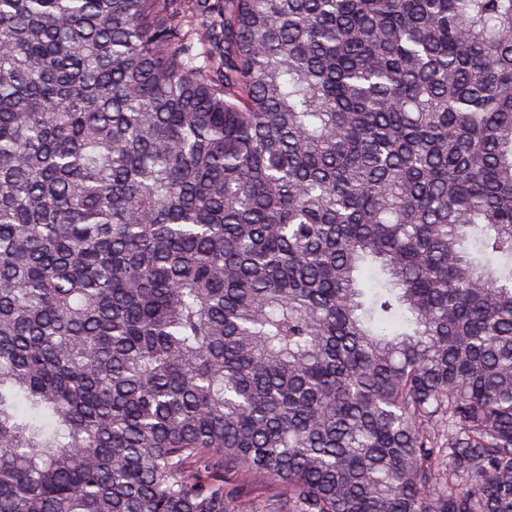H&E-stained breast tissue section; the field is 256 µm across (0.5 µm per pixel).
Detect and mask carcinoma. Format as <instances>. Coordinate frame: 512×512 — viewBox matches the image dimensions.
I'll return each mask as SVG.
<instances>
[{
	"instance_id": "obj_1",
	"label": "carcinoma",
	"mask_w": 512,
	"mask_h": 512,
	"mask_svg": "<svg viewBox=\"0 0 512 512\" xmlns=\"http://www.w3.org/2000/svg\"><path fill=\"white\" fill-rule=\"evenodd\" d=\"M0 512H512V0H0Z\"/></svg>"
}]
</instances>
